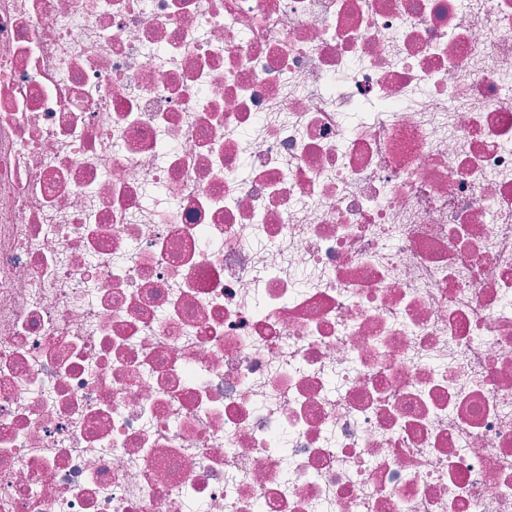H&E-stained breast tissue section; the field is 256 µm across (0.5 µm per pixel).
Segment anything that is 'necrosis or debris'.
Listing matches in <instances>:
<instances>
[{"label":"necrosis or debris","mask_w":512,"mask_h":512,"mask_svg":"<svg viewBox=\"0 0 512 512\" xmlns=\"http://www.w3.org/2000/svg\"><path fill=\"white\" fill-rule=\"evenodd\" d=\"M512 512V0H0V512Z\"/></svg>","instance_id":"necrosis-or-debris-1"}]
</instances>
